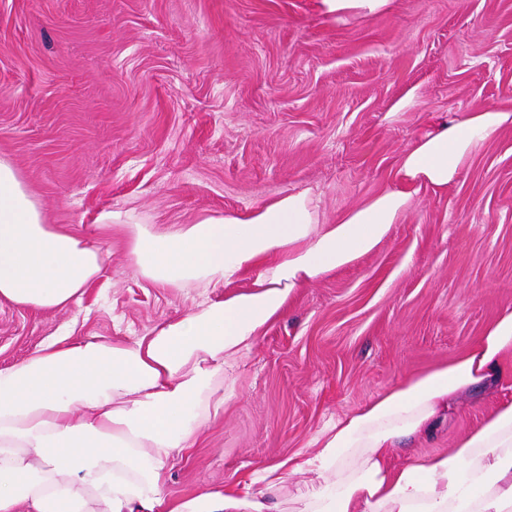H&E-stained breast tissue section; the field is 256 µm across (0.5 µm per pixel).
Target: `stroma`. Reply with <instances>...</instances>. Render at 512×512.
Masks as SVG:
<instances>
[{
  "instance_id": "35a3bbf8",
  "label": "stroma",
  "mask_w": 512,
  "mask_h": 512,
  "mask_svg": "<svg viewBox=\"0 0 512 512\" xmlns=\"http://www.w3.org/2000/svg\"><path fill=\"white\" fill-rule=\"evenodd\" d=\"M313 0H0V157L47 223L107 261L73 306L0 305V368L57 338L148 335L247 291L134 275L119 212L163 230L309 192L332 222L389 185L428 125L512 112V0H392L339 21ZM417 86L413 106L391 103ZM512 309V125L448 190H420L376 251L298 289L230 372L235 394L166 473L172 499L310 452L316 433L460 355ZM494 399L467 395L398 458L447 451Z\"/></svg>"
}]
</instances>
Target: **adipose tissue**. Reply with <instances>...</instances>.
<instances>
[{"label":"adipose tissue","instance_id":"1","mask_svg":"<svg viewBox=\"0 0 512 512\" xmlns=\"http://www.w3.org/2000/svg\"><path fill=\"white\" fill-rule=\"evenodd\" d=\"M512 122L495 107L455 114L420 134L395 181L321 222L305 192L164 231L129 225V266L167 286L252 288L204 303L133 341L57 342L0 368V512H275L287 475L243 480L178 502L165 474L224 403L226 374L295 288L378 249L421 188L455 183L474 149ZM95 244L46 223L13 163L0 157V303L69 307L102 272ZM496 401L448 452L395 463L475 387ZM288 473H314L301 512H512V310L459 356L398 381L329 421Z\"/></svg>","mask_w":512,"mask_h":512}]
</instances>
